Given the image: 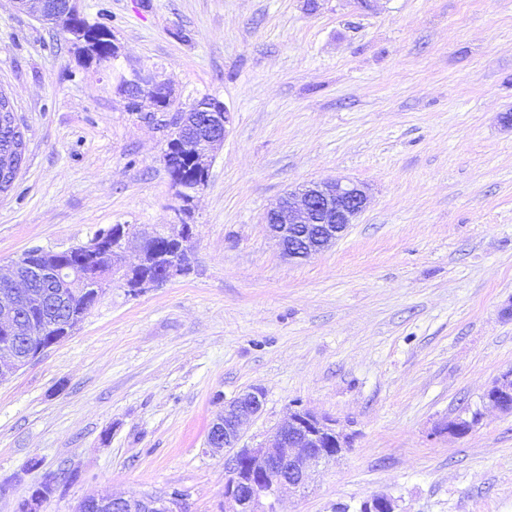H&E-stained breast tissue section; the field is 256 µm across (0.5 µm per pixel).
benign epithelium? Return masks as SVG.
Masks as SVG:
<instances>
[{
	"mask_svg": "<svg viewBox=\"0 0 512 512\" xmlns=\"http://www.w3.org/2000/svg\"><path fill=\"white\" fill-rule=\"evenodd\" d=\"M20 8L50 19L60 28L66 27L71 38L84 39L95 27L81 15L79 0H66L53 9L47 0H16ZM128 93L150 98L159 112L167 110L170 97L166 84L150 73L136 72L123 82ZM199 109L222 114V125L214 132H206L197 140L195 158L202 164L211 160L214 150L223 144L230 113L224 103L209 99ZM25 142L10 96L0 93V185L9 189L24 164ZM369 196L363 186L342 180H326L302 186L288 194L278 207L266 215V224L278 238L283 253L290 259H306L320 253L342 237L350 224L365 211ZM169 240L173 236L157 229L137 230L128 225L118 233L112 248L102 250L100 239L92 238L75 251L100 264L109 262V269L101 275L90 276L79 267L59 265L56 253L43 251V269L38 274L60 286L53 293L33 288L21 272L22 261L13 263L12 272L0 276V332L22 343V349H0V381L26 367L40 356L37 339L49 330L71 334L78 323L51 322L43 317L35 321L20 315L28 305L49 303L61 313L73 300L94 291L100 295L112 279H130L134 271L159 260L153 250L156 239ZM187 260L166 258L164 271L157 277L137 278V289L154 288L178 274L185 273ZM265 392L253 387L234 398L216 415L208 434V447L224 451V465L228 480L224 486V512H275L274 500L284 486L305 487L318 467L344 453L351 447V438L338 423L309 409L296 408L290 412L255 448L237 447L242 426L258 415L263 408ZM485 406L504 413H512V372L497 379L484 395ZM58 489L56 475L49 473L23 499L16 512H43L45 504ZM395 500L387 495H374L361 504L360 512H396ZM73 512H186L183 494L177 490L164 495L140 497H103L88 495L81 499Z\"/></svg>",
	"mask_w": 512,
	"mask_h": 512,
	"instance_id": "7a95c632",
	"label": "benign epithelium"
}]
</instances>
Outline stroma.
Here are the masks:
<instances>
[{"instance_id": "stroma-1", "label": "stroma", "mask_w": 512, "mask_h": 512, "mask_svg": "<svg viewBox=\"0 0 512 512\" xmlns=\"http://www.w3.org/2000/svg\"><path fill=\"white\" fill-rule=\"evenodd\" d=\"M120 73L169 82L174 108L230 112L193 200L163 151L170 113L131 111L49 22L0 0V88L25 163L0 195V272L115 224L194 227L192 270L113 281L71 336L0 383V512L45 474V512L87 495L180 491L222 512L207 435L262 388L253 447L294 407L355 436L278 512H512V415L484 391L512 371V0H80ZM364 185L325 251L282 256L265 215L301 185ZM478 414L462 437L440 424ZM188 261L183 258H166V261L163 263L164 271L160 276L157 277H149L146 276L144 278H137V289L141 290L143 288H154L159 286L171 278L178 274L185 273L186 263Z\"/></svg>"}]
</instances>
